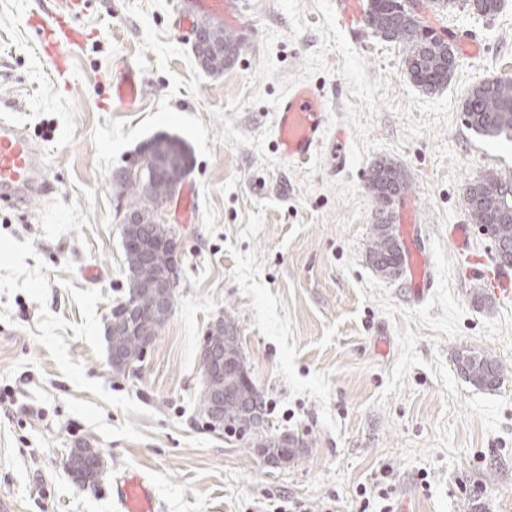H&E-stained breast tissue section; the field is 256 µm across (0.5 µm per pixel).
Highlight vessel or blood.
<instances>
[{"instance_id": "vessel-or-blood-1", "label": "vessel or blood", "mask_w": 512, "mask_h": 512, "mask_svg": "<svg viewBox=\"0 0 512 512\" xmlns=\"http://www.w3.org/2000/svg\"><path fill=\"white\" fill-rule=\"evenodd\" d=\"M81 0H59L50 17L34 16L31 25L43 36L44 59L52 69H61L66 47L81 44L83 36L72 27ZM336 15L342 26L356 29L365 16L364 0H336ZM111 83L113 100L131 102L137 96L139 77L125 62L117 66ZM326 98L306 84L295 85L278 103L276 143L280 157L290 163L306 161L324 139ZM43 154L16 123L0 119V201L10 204L29 202L46 191ZM448 234L467 275L478 277L495 297L512 300V268L490 263L472 246L470 227L454 224ZM412 295L423 301L430 292L434 277L426 262V252L413 248L407 253ZM112 498L121 512H159L154 485L149 475L129 472L112 486Z\"/></svg>"}]
</instances>
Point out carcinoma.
I'll return each mask as SVG.
<instances>
[{"instance_id":"obj_1","label":"carcinoma","mask_w":512,"mask_h":512,"mask_svg":"<svg viewBox=\"0 0 512 512\" xmlns=\"http://www.w3.org/2000/svg\"><path fill=\"white\" fill-rule=\"evenodd\" d=\"M402 0H369L366 23L385 40L403 47V65L415 85L426 93H436L448 87L456 67L451 46L429 32L424 22L411 18L401 10ZM472 11L486 16L498 13L502 0H463ZM199 24L208 28L210 41L224 46L232 54L240 49L235 33L209 19ZM469 127L477 134L512 142V78L483 80L471 89L462 103ZM151 143L175 150L178 166H190V156L181 142L169 136H156ZM168 180L155 179L145 173L140 178L123 183L130 196V208L147 207L164 196ZM406 187L401 170L391 163H378L370 176V188L379 204L380 213L392 198ZM465 200L474 223L486 229L495 240L496 261L512 267V176L482 177L471 181L465 190ZM371 265L389 277L401 274V246L393 225L385 217L374 225L368 250ZM128 277H150L168 262V255L150 249L140 257H126ZM460 374L472 385L495 391L502 384V365L490 353L476 348H464L456 353ZM224 431L237 435L240 411L236 404L224 406Z\"/></svg>"}]
</instances>
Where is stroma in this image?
<instances>
[{
	"instance_id": "stroma-1",
	"label": "stroma",
	"mask_w": 512,
	"mask_h": 512,
	"mask_svg": "<svg viewBox=\"0 0 512 512\" xmlns=\"http://www.w3.org/2000/svg\"><path fill=\"white\" fill-rule=\"evenodd\" d=\"M252 25L235 62L197 63L182 13L200 0H88L57 78L29 15L53 0H0V117L45 155L48 195L0 203V498L14 512H116L112 483L150 473L160 512H512V303L473 301L448 227L470 224L465 189L512 175V143L476 134L461 110L478 81L512 76V0L483 16L421 15L481 51L458 58L443 91L416 87L399 44L368 25L347 32L335 0H242ZM140 72L129 105L108 106L112 63ZM298 83L328 99L326 137L308 161L282 160L279 99ZM344 144H336L337 130ZM158 134L193 166L160 214L180 232V286L140 377L113 372L107 314L126 289L115 180ZM406 172L434 286L367 259L378 205L373 165ZM229 319L274 431L302 439L270 467L201 417V353ZM474 346L504 369L493 392L466 382L454 354ZM100 449L107 474L81 487L70 448Z\"/></svg>"
}]
</instances>
